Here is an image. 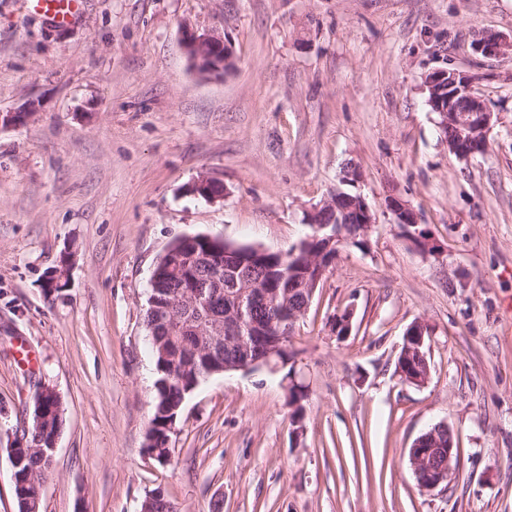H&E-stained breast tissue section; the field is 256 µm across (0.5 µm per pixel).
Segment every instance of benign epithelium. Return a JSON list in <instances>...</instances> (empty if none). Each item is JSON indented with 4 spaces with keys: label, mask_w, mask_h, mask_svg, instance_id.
Instances as JSON below:
<instances>
[{
    "label": "benign epithelium",
    "mask_w": 512,
    "mask_h": 512,
    "mask_svg": "<svg viewBox=\"0 0 512 512\" xmlns=\"http://www.w3.org/2000/svg\"><path fill=\"white\" fill-rule=\"evenodd\" d=\"M184 50L193 69L203 77H219L224 75L232 66L233 53L230 44L223 37L211 33H197L187 29L183 37ZM477 49L486 57H499L512 54V39L497 33L485 32L477 40ZM424 85L428 91L427 103L431 111L440 117L439 127L448 125L457 127L468 134L463 139L449 146L457 157L467 159L478 154L484 144L474 140V135H487L492 127L494 113L484 100L475 94L474 77L459 69H436L425 75ZM37 104L30 101L15 112L0 113V128L3 126L21 125L36 111ZM215 181L208 177L197 179L189 193L199 196L209 202H215L224 197V191L214 192ZM388 208L396 217L399 224L414 226L417 224L415 212L401 201L393 198L388 200ZM342 210L351 214V221L357 224V230L349 233L348 228L341 224L326 222L324 216ZM374 221L370 206L362 195L346 197L338 192L326 204L307 213L305 224L312 229V234L304 238L299 245L289 251L293 256L302 251L305 256L303 274L292 281L294 288L300 290L306 297L313 298L316 289L323 281L326 272L333 266L331 255L339 252L340 248L357 237L366 238ZM248 259L246 252L240 246L224 242V251H213L204 257L212 271L221 274L233 266ZM69 257L64 254L58 265L48 270L44 277L42 288L45 292H54L55 287L66 288L67 267ZM259 293L268 302H275L274 293L266 288L261 281L248 284L237 293L236 311L226 315L224 322H206L197 330L202 343L209 348L220 346L224 338L237 335L245 324L243 298L251 293ZM201 302V296L192 289L179 288L173 293V300L167 306L165 317L173 316V308L178 306H195ZM353 309L347 308L342 313L332 316L331 330L338 336H346L352 328ZM252 335L267 337L266 355L259 359L245 358L241 362L224 366V371L250 372L259 368L276 371L281 368L279 353L288 350L282 337L273 335L268 326L250 324ZM426 329L420 323L411 325L403 338L401 351L397 359V371L403 379L416 386L424 385L430 374L426 354L421 352L425 345ZM58 396L49 386L39 389L34 399L31 420L36 428L50 418L54 407L47 404V395ZM444 456L445 461L438 466L435 459ZM409 456L418 486L424 491H432L448 482L458 465L456 446L453 432L448 425L441 422L436 429L419 436L409 449Z\"/></svg>",
    "instance_id": "benign-epithelium-1"
}]
</instances>
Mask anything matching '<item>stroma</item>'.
<instances>
[{"instance_id":"obj_1","label":"stroma","mask_w":512,"mask_h":512,"mask_svg":"<svg viewBox=\"0 0 512 512\" xmlns=\"http://www.w3.org/2000/svg\"><path fill=\"white\" fill-rule=\"evenodd\" d=\"M188 28L226 38L234 68L194 72ZM490 31L512 36V0H79L62 23L0 0V113L39 103L0 129V512H18L7 448L41 383L66 417L41 512H141L157 488L176 512H512V55L475 51ZM448 67L494 114L468 161L427 105L425 74ZM349 162L375 222L288 341L303 432L284 371L219 374L186 397L159 464L144 448L153 269L185 235L288 252ZM203 175L223 200L189 194ZM65 253L68 286L46 296ZM417 322L422 386L396 372ZM441 422L458 468L423 491L409 449ZM425 333L426 329L422 324L414 323L411 325L404 335L401 351L397 359V371L399 376H402L406 382L416 386L424 385L430 374V367L426 354L421 351V348L425 345ZM414 352L418 353L419 358L421 359V365L417 368V376H409L406 369L403 367L406 365L407 360L412 357Z\"/></svg>"}]
</instances>
